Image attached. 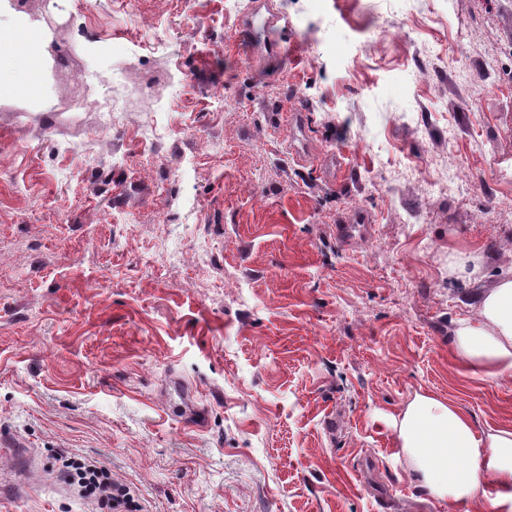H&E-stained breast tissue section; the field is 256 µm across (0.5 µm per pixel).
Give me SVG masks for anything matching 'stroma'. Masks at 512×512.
I'll return each instance as SVG.
<instances>
[{"mask_svg":"<svg viewBox=\"0 0 512 512\" xmlns=\"http://www.w3.org/2000/svg\"><path fill=\"white\" fill-rule=\"evenodd\" d=\"M251 2L0 16L48 54L39 95L0 101V434L34 461L0 512H100L61 453L143 512H465L409 479L390 420L429 392L512 426V379L453 357L512 273V0H269L290 50L265 63ZM144 78L128 111L55 109ZM175 381L200 419L169 414ZM62 463L64 477L68 481H77L87 496L97 498L108 511L121 501L128 503L129 493L124 486L112 483L111 473L106 467L73 458Z\"/></svg>","mask_w":512,"mask_h":512,"instance_id":"35a3bbf8","label":"stroma"}]
</instances>
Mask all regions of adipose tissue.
<instances>
[{
	"mask_svg": "<svg viewBox=\"0 0 512 512\" xmlns=\"http://www.w3.org/2000/svg\"><path fill=\"white\" fill-rule=\"evenodd\" d=\"M37 23L1 28L0 42L32 34V67L0 58V96L35 85L44 69ZM457 359L471 374L512 378V278L499 280L477 297L476 318L456 322ZM392 427L410 479L430 497L453 504H478L479 512H512V426L476 429L455 403L430 393L416 394Z\"/></svg>",
	"mask_w": 512,
	"mask_h": 512,
	"instance_id": "ef3b65f1",
	"label": "adipose tissue"
}]
</instances>
